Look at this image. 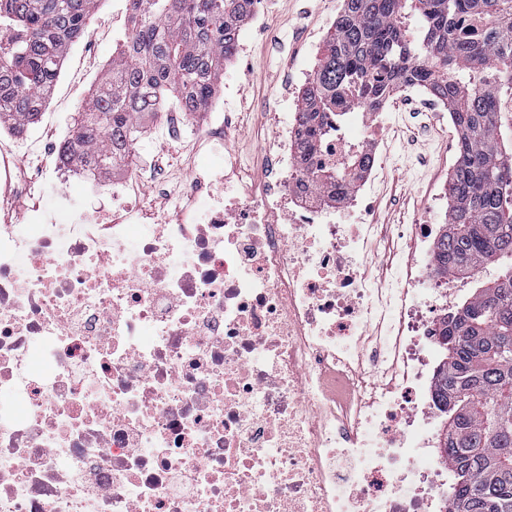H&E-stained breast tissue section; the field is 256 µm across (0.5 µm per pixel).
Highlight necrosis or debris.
<instances>
[{
  "label": "necrosis or debris",
  "instance_id": "necrosis-or-debris-1",
  "mask_svg": "<svg viewBox=\"0 0 512 512\" xmlns=\"http://www.w3.org/2000/svg\"><path fill=\"white\" fill-rule=\"evenodd\" d=\"M214 113L190 185L157 167L75 207L0 224V512H448L427 448L439 313L434 224L369 223L378 111L333 124L314 162L362 180L301 189V122L260 182ZM223 151V166L210 157ZM0 141V207L29 193ZM154 185L173 217L137 205ZM382 263L379 277L369 268Z\"/></svg>",
  "mask_w": 512,
  "mask_h": 512
}]
</instances>
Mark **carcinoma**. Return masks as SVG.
I'll return each mask as SVG.
<instances>
[{
	"label": "carcinoma",
	"instance_id": "cac0c4a2",
	"mask_svg": "<svg viewBox=\"0 0 512 512\" xmlns=\"http://www.w3.org/2000/svg\"><path fill=\"white\" fill-rule=\"evenodd\" d=\"M131 28L60 160L84 173L129 162L141 119L174 98L190 112L212 102L254 0H128ZM98 0H0V122L15 135L40 121L73 44ZM417 83L442 100L461 151L450 184L448 221L435 256L459 277L489 266L463 308L439 320L444 351L434 385L444 413L442 458L456 483L449 512H512V164L502 160L501 93L512 90V0H344L322 58L301 98V163L328 115L376 109L400 85ZM364 158L305 171L317 184L354 178Z\"/></svg>",
	"mask_w": 512,
	"mask_h": 512
}]
</instances>
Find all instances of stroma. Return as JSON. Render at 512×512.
<instances>
[{"label":"stroma","mask_w":512,"mask_h":512,"mask_svg":"<svg viewBox=\"0 0 512 512\" xmlns=\"http://www.w3.org/2000/svg\"><path fill=\"white\" fill-rule=\"evenodd\" d=\"M343 7V0H256L252 14L239 33L245 49L228 62L212 105L216 112L230 109L232 127L226 137L233 149L254 160L253 175L277 124L290 118L301 103L300 95L282 101L284 85L312 75L324 47L318 37L328 36ZM130 29L126 0H100L87 35L69 51L53 95L38 124L18 137L0 128V139L11 141L21 170L33 173L31 141L62 138L73 128L79 112L90 100ZM398 126L390 141L386 167L376 181L374 224H435L431 197L449 183L453 168L448 163V142L455 128L428 127L426 109L410 98L407 88L398 89L385 103ZM165 120L157 113L143 122V133L134 148L131 166L114 169L115 178L132 168L160 164L166 172L187 178L193 166L191 141L160 140L154 130ZM33 195L15 198L11 220L25 222L31 207L51 208L57 193L55 162L44 158Z\"/></svg>","instance_id":"stroma-1"}]
</instances>
